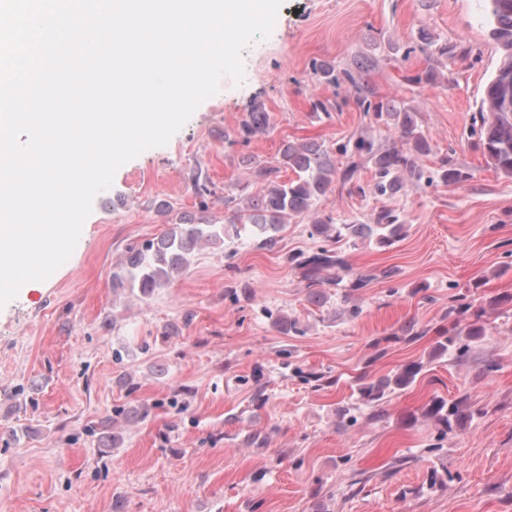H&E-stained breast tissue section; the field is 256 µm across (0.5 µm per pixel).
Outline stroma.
<instances>
[{"instance_id": "35a3bbf8", "label": "stroma", "mask_w": 512, "mask_h": 512, "mask_svg": "<svg viewBox=\"0 0 512 512\" xmlns=\"http://www.w3.org/2000/svg\"><path fill=\"white\" fill-rule=\"evenodd\" d=\"M488 9L486 0H284L270 35L243 51V81L223 76L165 146L119 167L70 265L0 306V500L10 512L117 503L123 512H512V177L475 147L500 62ZM364 56L376 62L370 99L416 112L432 147L425 166L447 156L470 175L461 186L413 182L386 199L339 188L318 202L337 225L399 211L405 235L390 248L344 246L354 267L394 277L327 289L313 305L290 261L315 246L297 218L271 251L248 230L201 249L151 297L113 287L129 247L170 224L223 223L225 183L246 178L242 157L274 161L288 139L333 148L365 134L387 144L389 131L351 105L352 87L312 73L317 61L342 70ZM428 69L434 81L416 83ZM317 99L336 111L312 112ZM257 106L270 133L236 143ZM197 172L209 195H197ZM499 296L504 304L489 308ZM452 303L483 309L487 327L462 360L431 355ZM278 314L298 332H279ZM411 319L427 331L414 342L398 334ZM413 361L424 364L417 382L385 398L381 417L360 404V373L376 380ZM19 387L29 405L15 399ZM462 396L472 416L453 430L424 417L430 402ZM137 403L151 414L120 422L117 447L86 434ZM410 414L415 424H405Z\"/></svg>"}]
</instances>
